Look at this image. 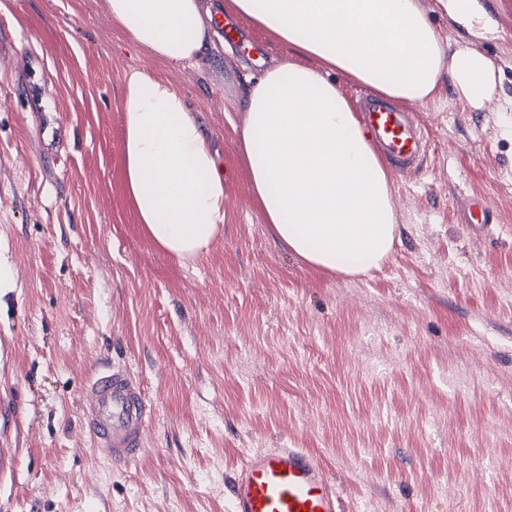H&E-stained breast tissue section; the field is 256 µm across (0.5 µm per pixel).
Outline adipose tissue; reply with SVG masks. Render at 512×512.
Masks as SVG:
<instances>
[{
	"label": "adipose tissue",
	"mask_w": 512,
	"mask_h": 512,
	"mask_svg": "<svg viewBox=\"0 0 512 512\" xmlns=\"http://www.w3.org/2000/svg\"><path fill=\"white\" fill-rule=\"evenodd\" d=\"M224 9L288 49L246 74L241 98L238 152L265 222L314 269L380 267L397 233L392 182L330 72L401 104L446 82L479 109L496 90L493 59L475 48L446 53L421 0H224ZM107 11L175 68L213 59L221 39L204 0H107ZM122 150L146 234L181 264L208 253L224 229V169L186 98L143 70L126 76Z\"/></svg>",
	"instance_id": "ef3b65f1"
}]
</instances>
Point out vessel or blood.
Instances as JSON below:
<instances>
[{"label":"vessel or blood","instance_id":"b4317fda","mask_svg":"<svg viewBox=\"0 0 512 512\" xmlns=\"http://www.w3.org/2000/svg\"><path fill=\"white\" fill-rule=\"evenodd\" d=\"M362 121L372 146L403 175L418 172L427 140L414 113L363 97ZM83 413L98 449L124 465L143 451L152 408L138 381L120 367L97 371L84 389ZM231 512H342L327 468L304 448L251 451L229 485Z\"/></svg>","mask_w":512,"mask_h":512}]
</instances>
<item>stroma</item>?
Returning <instances> with one entry per match:
<instances>
[{"instance_id": "35a3bbf8", "label": "stroma", "mask_w": 512, "mask_h": 512, "mask_svg": "<svg viewBox=\"0 0 512 512\" xmlns=\"http://www.w3.org/2000/svg\"><path fill=\"white\" fill-rule=\"evenodd\" d=\"M497 93L448 86L416 109L419 173L393 178L398 240L380 268L313 269L271 233L237 152L246 72L282 48L170 69L107 0H0V512H230L257 448H306L346 512H512V0H478ZM169 82L225 170L224 232L182 265L145 234L123 183L126 74ZM487 226L463 216L473 198ZM126 367L152 414L122 466L81 398Z\"/></svg>"}]
</instances>
